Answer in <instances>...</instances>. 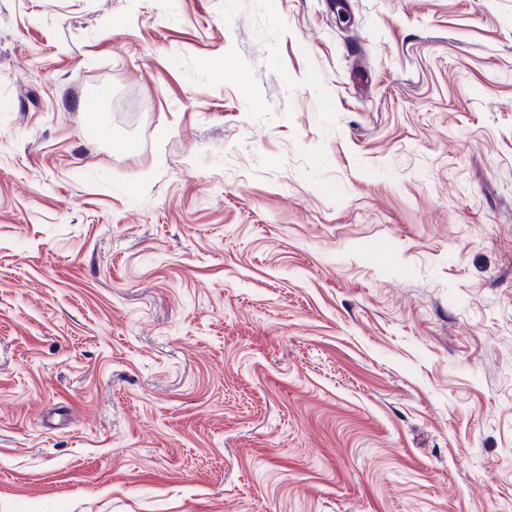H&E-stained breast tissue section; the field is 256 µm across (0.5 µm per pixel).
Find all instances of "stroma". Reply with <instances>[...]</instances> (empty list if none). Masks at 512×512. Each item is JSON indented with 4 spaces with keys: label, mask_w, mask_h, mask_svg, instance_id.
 <instances>
[{
    "label": "stroma",
    "mask_w": 512,
    "mask_h": 512,
    "mask_svg": "<svg viewBox=\"0 0 512 512\" xmlns=\"http://www.w3.org/2000/svg\"><path fill=\"white\" fill-rule=\"evenodd\" d=\"M0 512H512V0H0Z\"/></svg>",
    "instance_id": "1"
}]
</instances>
